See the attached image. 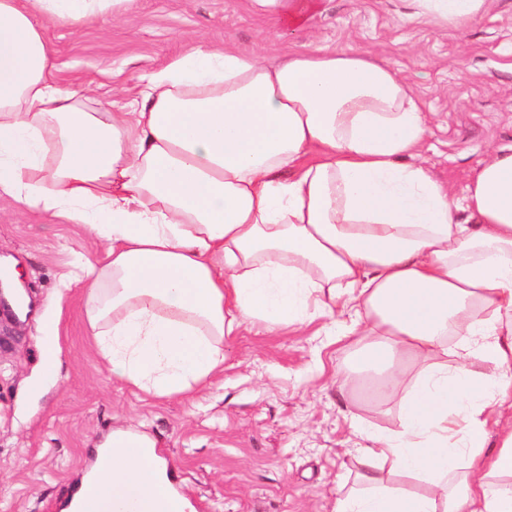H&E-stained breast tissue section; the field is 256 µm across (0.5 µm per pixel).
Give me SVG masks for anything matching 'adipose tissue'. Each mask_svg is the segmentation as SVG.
Here are the masks:
<instances>
[{
    "label": "adipose tissue",
    "instance_id": "1",
    "mask_svg": "<svg viewBox=\"0 0 512 512\" xmlns=\"http://www.w3.org/2000/svg\"><path fill=\"white\" fill-rule=\"evenodd\" d=\"M412 2L465 24L487 0ZM134 4L0 0V197L104 246L78 283L113 378L185 393L241 327L347 312L342 335L368 339L351 367L378 373L399 427L370 435L336 512H512V377L483 370L512 368V150L455 200L418 161L426 119L398 72L322 48L267 64L199 45L87 110L53 82L42 23L78 32ZM251 5L300 27L317 2ZM93 497L187 507L133 444L99 456Z\"/></svg>",
    "mask_w": 512,
    "mask_h": 512
}]
</instances>
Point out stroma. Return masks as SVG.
Listing matches in <instances>:
<instances>
[{
  "mask_svg": "<svg viewBox=\"0 0 512 512\" xmlns=\"http://www.w3.org/2000/svg\"><path fill=\"white\" fill-rule=\"evenodd\" d=\"M410 0H319L301 28L250 0H137L76 33L46 24L55 80L90 104L135 95L141 73L188 44H230L272 61L288 48L365 52L399 72L422 102L421 159L463 199L475 169L512 148V0H489L458 27L412 15ZM104 248L79 224L0 198V265L24 276L36 310L0 307V512H64L71 488L113 432L149 439L191 512H336L356 485L368 434L394 428V401L371 397L349 364L357 337L328 318L225 338L224 369L183 395L155 396L112 378L87 331L79 288L60 292ZM62 361L42 385L47 348Z\"/></svg>",
  "mask_w": 512,
  "mask_h": 512,
  "instance_id": "stroma-1",
  "label": "stroma"
}]
</instances>
